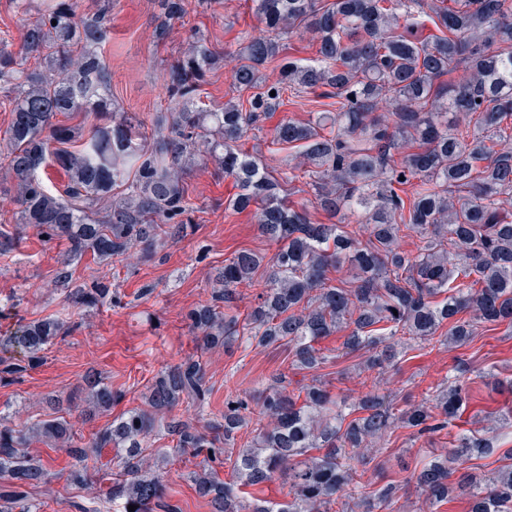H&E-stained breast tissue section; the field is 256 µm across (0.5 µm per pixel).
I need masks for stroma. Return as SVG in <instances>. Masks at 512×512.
Here are the masks:
<instances>
[{
	"label": "stroma",
	"mask_w": 512,
	"mask_h": 512,
	"mask_svg": "<svg viewBox=\"0 0 512 512\" xmlns=\"http://www.w3.org/2000/svg\"><path fill=\"white\" fill-rule=\"evenodd\" d=\"M155 0H113L112 34L102 54L112 70V98L117 107L138 118L168 107L166 89L169 63L188 44L194 30L207 33L212 44L227 55L221 68L211 75L201 93V104L217 109L234 97L232 69L234 53L242 33L257 36L263 24L252 8V0H186V13L176 21L166 40L155 35ZM320 92L301 95L285 92L284 104L271 113L262 129L249 132L244 147L259 164L270 165L291 175L288 199L307 209L321 224L331 218L315 203L312 188L306 186L304 167L297 149L272 142L275 127L282 121L304 122L318 111ZM185 183L195 206L192 222L178 238H162L152 259L131 255L96 262L85 258L73 268V281L80 284L99 278L110 282L118 301L110 307L66 305V292L56 280L67 244L46 240L32 228L17 224L16 188L6 176L0 159V228L14 233L18 242L9 253L0 254V336L11 335L18 326L31 321L66 317L70 329L46 346L41 364L16 383L0 384V423L20 429L47 418V398L61 402L60 414L70 421L73 435L68 443L51 447L33 444L30 455L41 458L47 468L66 466L68 446L89 445L95 433L122 412L145 405L148 388L165 366L188 359L201 360L205 381L211 388L207 419L224 410L232 396L253 401L269 377L285 372L291 382H309L310 373L295 369L289 347L274 344L246 348L239 344L202 350L189 329V310L209 301L213 281L225 264L243 249L272 255L273 243L260 232L253 213H235L225 203L236 192L233 180L219 175L212 161L197 157ZM153 285L154 293L139 298V289ZM342 338L322 341L329 361L317 373L332 395L358 398L368 352L343 355ZM462 369L469 396L466 412L448 432L414 438L410 430L395 429L385 439L383 452L366 450L365 474L354 491L355 498L371 495L383 483L404 480L429 456L453 451L459 432H478L491 440L496 452L484 459H461L459 470L487 472L501 464L503 451L512 449V325H500L483 332L466 348H455L437 333L429 345L408 351L390 364L380 385L397 403L414 402L433 394L452 373ZM122 393L121 402L106 412L85 418L89 376ZM496 412L485 420L483 411ZM197 461L176 456L170 466L166 497L179 512H211L199 498L189 478ZM101 473L89 469L84 484L73 485L56 477L31 490L40 512H78L82 507H105L120 512L123 503L101 504Z\"/></svg>",
	"instance_id": "35a3bbf8"
}]
</instances>
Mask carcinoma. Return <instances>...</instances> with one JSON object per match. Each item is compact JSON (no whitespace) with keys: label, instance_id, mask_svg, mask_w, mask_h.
I'll return each mask as SVG.
<instances>
[{"label":"carcinoma","instance_id":"carcinoma-1","mask_svg":"<svg viewBox=\"0 0 512 512\" xmlns=\"http://www.w3.org/2000/svg\"><path fill=\"white\" fill-rule=\"evenodd\" d=\"M265 35L240 37L234 88L251 92L211 111L198 105L200 88L217 69L219 56L204 32L169 66L173 112L153 115L152 137L136 117L112 108V70L101 55L110 40L112 0L80 13L71 0H52L28 23L17 54L0 47V98L8 102L6 159L18 195L17 223L42 236L63 238L66 256L56 279L72 303L103 306L108 284L72 285V266L89 255L107 260L136 245L149 247L157 230L179 236L194 206L183 171L196 145L239 192L228 203L235 212L255 208L263 235L278 245L265 258L239 252L224 266L220 287L208 304L190 310L191 329L207 347L241 339L253 346L285 344L294 362L315 371L328 362L319 341L344 333L349 352H374V369L391 354L384 343L398 335L423 343L448 328V344L467 346L487 327L512 324V216L501 196L512 197V149L503 124L512 123V0H432L438 34L417 36L414 9L422 0H253ZM185 14V0H158L156 37L166 39ZM301 28L315 34L310 64L283 57V39ZM34 64H29V59ZM275 63L280 80L263 82ZM469 79L448 87L459 66ZM328 88L336 111L315 113L306 124L283 123L272 143H298L304 174L319 207L333 215L359 211L367 238L348 224H316L305 208L288 202V174L261 168L242 149L245 135L283 104V93ZM389 97L395 120L377 114ZM97 112L102 123L85 136L58 124L59 115ZM54 168L65 177L54 190L39 176ZM424 240L415 254L400 248L405 232ZM269 276L245 317L237 313V286L251 283L261 266ZM347 271L349 277L337 273ZM65 331L62 318L30 322L6 339L24 351V363L0 357V382L11 384L42 362L45 346ZM378 378L355 402L336 400L316 379L298 391L274 373L256 406L261 423L251 429L248 404L224 400V412L199 429L171 416L166 432L176 449L201 458L191 478L212 512H333L337 495L360 483L361 448L382 450L396 428L417 437L439 433L466 408L460 379L436 394L398 408L379 393ZM210 390L199 363L183 361L162 370L147 401L153 412L134 410L112 420L88 448L69 449L75 461L60 476L82 483L88 461L112 456L103 467L124 480L105 499L122 498L135 512H174L165 501L166 455L149 460L144 442L154 432L152 413L168 412L183 400L205 411ZM107 385L91 393L94 410L112 405ZM251 429V445L234 463L236 480L225 482L214 464ZM63 417L39 420L26 430L0 426V512H37L28 488L45 482L44 463L29 455L33 441L69 439ZM493 452L489 440L464 435L461 456ZM279 480L282 502L246 499V488ZM414 487L438 508L467 498L468 512H512V464L487 473H458L446 456L431 458L404 482L388 481L356 506L363 512L393 508L400 492Z\"/></svg>","mask_w":512,"mask_h":512}]
</instances>
